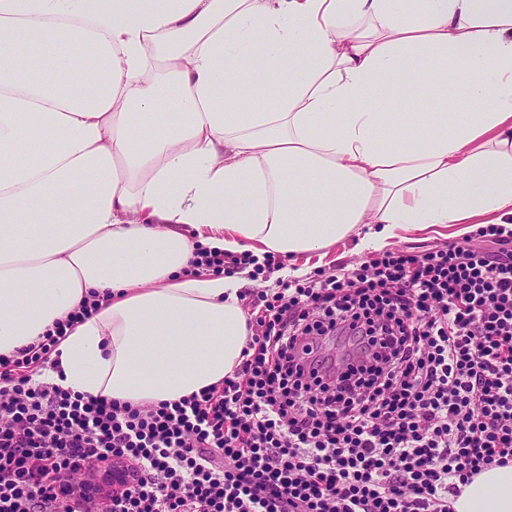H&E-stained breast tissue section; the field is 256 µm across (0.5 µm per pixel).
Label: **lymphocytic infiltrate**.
<instances>
[{
    "mask_svg": "<svg viewBox=\"0 0 512 512\" xmlns=\"http://www.w3.org/2000/svg\"><path fill=\"white\" fill-rule=\"evenodd\" d=\"M215 273L280 257L198 255ZM223 383L155 405L36 380L84 304L0 355V512H454L512 464V229L387 251L245 302Z\"/></svg>",
    "mask_w": 512,
    "mask_h": 512,
    "instance_id": "f902f5d3",
    "label": "lymphocytic infiltrate"
}]
</instances>
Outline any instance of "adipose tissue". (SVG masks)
Returning a JSON list of instances; mask_svg holds the SVG:
<instances>
[{
	"mask_svg": "<svg viewBox=\"0 0 512 512\" xmlns=\"http://www.w3.org/2000/svg\"><path fill=\"white\" fill-rule=\"evenodd\" d=\"M492 215L512 0H0V354L100 302L50 383L141 405L232 374L243 281L196 252ZM454 508L512 512V466Z\"/></svg>",
	"mask_w": 512,
	"mask_h": 512,
	"instance_id": "obj_1",
	"label": "adipose tissue"
}]
</instances>
